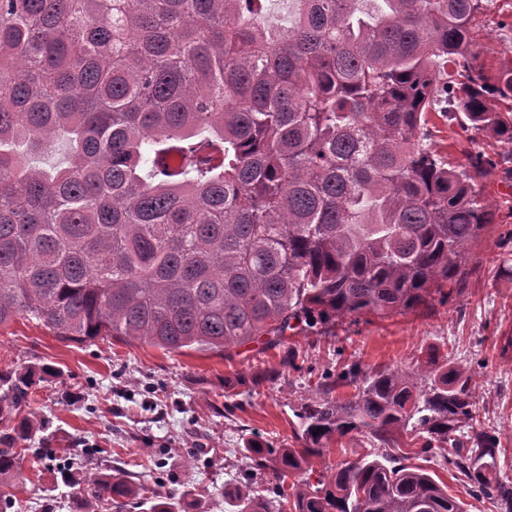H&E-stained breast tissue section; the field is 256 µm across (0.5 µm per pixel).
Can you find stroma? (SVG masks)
<instances>
[{"instance_id": "1", "label": "stroma", "mask_w": 512, "mask_h": 512, "mask_svg": "<svg viewBox=\"0 0 512 512\" xmlns=\"http://www.w3.org/2000/svg\"><path fill=\"white\" fill-rule=\"evenodd\" d=\"M474 49L488 70L512 62V0H493L480 16ZM429 120L435 148L449 165L462 162L473 137L440 113ZM481 187L498 212L496 223L469 245L467 275L449 298L433 295L414 311L347 316L272 348L248 343L222 355L170 353L107 336L65 341L20 318L0 326V369L46 370L29 400L31 412L49 424L32 442L44 458L23 460L25 482L12 488L15 512H75L62 466L80 481L117 467L150 489L189 491L191 512H224L225 486L248 465L244 445L294 443L297 412L315 397L322 373L357 362L409 367L431 346L481 383L476 415L506 447L499 475L512 484V251L500 246L512 230V174L494 169ZM409 462L436 473L467 512H497L489 500L470 495L443 457L415 448Z\"/></svg>"}]
</instances>
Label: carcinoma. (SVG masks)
Wrapping results in <instances>:
<instances>
[{"label": "carcinoma", "mask_w": 512, "mask_h": 512, "mask_svg": "<svg viewBox=\"0 0 512 512\" xmlns=\"http://www.w3.org/2000/svg\"><path fill=\"white\" fill-rule=\"evenodd\" d=\"M268 2L0 0V326L222 354L413 311L465 275L496 223L478 188L494 163L473 139L448 166L427 123L441 112L512 146V110L492 104L512 100V65L489 75L472 49L490 0H293L289 27L257 21ZM41 372L0 370V475L48 428L25 411ZM338 383L352 396L301 406L304 447L245 445L224 512H465L391 453L304 478L359 435L452 452L473 495L512 512L506 449L476 427L481 386L438 349ZM85 484L80 512L188 506L120 469Z\"/></svg>", "instance_id": "cac0c4a2"}]
</instances>
